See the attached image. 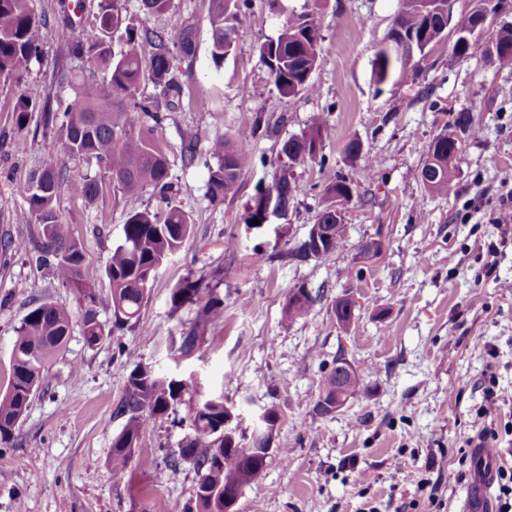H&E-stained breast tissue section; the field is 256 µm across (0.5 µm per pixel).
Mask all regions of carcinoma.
<instances>
[{
	"label": "carcinoma",
	"instance_id": "carcinoma-1",
	"mask_svg": "<svg viewBox=\"0 0 512 512\" xmlns=\"http://www.w3.org/2000/svg\"><path fill=\"white\" fill-rule=\"evenodd\" d=\"M418 0H399L393 27L386 40L394 46L381 48L371 62L376 85L403 84L414 80L419 59L432 44L454 31L474 26L475 13L462 12L448 19V11L433 8L424 13ZM251 0H209L208 19L211 27L210 54L218 63L231 51L233 28L230 19L250 9ZM142 11L150 17L166 13L171 0H141ZM120 35L124 49L112 50V40ZM321 40L316 12L289 17L280 25L276 39L262 44L259 55L266 65L278 93L292 98L311 89L310 78L318 64ZM93 68L96 78L82 83L72 101L59 100L56 109L44 113V123L57 128L61 151L75 158H91L110 173L113 182L127 196H138L151 188L163 206L155 211L143 210L129 216L124 224L123 240L112 251L106 263L105 276L110 288L100 293L93 280L84 276V253L72 236L70 225L59 219L55 209L58 191L64 182L62 172L52 166L44 168L37 179L23 186L28 213L36 218L44 241L36 262L50 265L59 279L73 289L78 299L87 303L83 316V336L90 346L98 344L108 326L97 319L95 306L112 311L115 325L137 324L146 302L157 268L170 255L183 248L190 237L189 214L169 201L168 158L164 143L156 135L160 122L159 104L137 97L142 82L149 79L162 86L163 95L181 98L185 82L173 67L174 55L193 61L197 52V27L190 20L167 29L138 31L131 25L123 0H97L95 27L86 42L77 47ZM41 55V23L35 16L31 0H0V78L20 84L32 60ZM41 90L28 86L17 96L13 112L18 128L28 125ZM324 123L317 116L299 136H292L281 147L288 161L314 159L322 149ZM253 128L240 130L232 139L216 136L210 152L216 164L209 168L211 198L218 200L233 188L252 162L250 140ZM455 145V138L444 133L428 147V157L445 160V153ZM424 165L419 178L434 192L448 193L451 176L448 168L434 167L427 177ZM73 195L92 199L99 194L96 181L74 178L69 182ZM276 191L283 211L301 192L288 169L270 188L256 191L247 207L246 222L262 220L261 199ZM332 205L320 211L315 223L330 232L323 243L325 255L343 249L347 243V224L336 223ZM301 299L284 308L289 321L310 311L318 296L298 289ZM200 293L196 283L185 281L172 291V303L179 304ZM202 312L215 319L224 312V301L210 292L204 299ZM74 312L66 304L43 302L32 307L16 329L11 356L10 379L0 392V440L5 442L27 413L33 396L43 389L47 365L67 342ZM344 385L352 397L363 390L358 375L339 380V367L325 376L316 402L322 413L336 387ZM193 391L196 402L191 407L190 434L182 442L179 456L192 464L198 475L195 494L196 512H224V498L239 499L245 487L260 483L266 474L270 454V436L261 430L250 436H226L219 425L224 422L225 403L221 396L209 394L202 387L188 386L165 375L148 372L138 364L130 372L126 394L118 412L126 417L121 432L112 440V470L124 473L134 454L128 441L140 439L157 420L168 414L187 391Z\"/></svg>",
	"mask_w": 512,
	"mask_h": 512
}]
</instances>
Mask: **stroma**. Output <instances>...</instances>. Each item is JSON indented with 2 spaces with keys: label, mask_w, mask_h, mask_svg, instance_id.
<instances>
[{
  "label": "stroma",
  "mask_w": 512,
  "mask_h": 512,
  "mask_svg": "<svg viewBox=\"0 0 512 512\" xmlns=\"http://www.w3.org/2000/svg\"><path fill=\"white\" fill-rule=\"evenodd\" d=\"M69 0H32L42 24L43 51L23 83L0 81V236L26 242L21 253L0 254V391L8 384L15 330L29 309L49 300L75 305L72 288L49 266L32 261L40 227L28 213L22 186L45 165L97 179L98 196L85 200L60 189L62 222L81 244L85 275L108 289L105 264L123 238L129 213L159 207L158 195L127 197L95 162L69 158L36 107L25 129L12 112L22 85L50 99H73L91 77L73 55L85 40L96 0L72 41L58 35ZM135 24L166 28L197 24L198 49L189 82L203 106L174 101L157 128L169 158L171 200L192 217L185 246L160 266L138 325L113 329L88 346L81 320L50 361L49 390L36 396L13 438L0 442V512H193L198 477L181 463L165 480L157 475L165 453L188 432L189 403L178 420L161 419L142 436L122 475L112 470V440L125 419L116 407L135 365L184 379L197 378L243 414L278 411L271 457L262 482L244 489L237 512H459L466 482L456 477L469 439L496 428L498 464L512 466V240L501 243L492 223L512 176V63H489L487 45L497 27L481 34L473 56L451 53L450 41L428 48L414 81L375 86L371 62L391 27L398 0H253L240 17L233 49L221 63L210 55L208 0H172L169 13L144 17L139 0H126ZM316 10L322 39L312 90L282 99L258 49L276 38L291 14ZM72 79L59 83L54 66ZM323 116V161L301 162L290 174L304 191L287 214L264 224L244 222L257 188L280 174L284 140ZM256 125L255 161L232 191L212 201L208 187L213 136L234 137ZM452 134L461 152L452 166L450 193L427 190L413 173L431 141ZM197 138L187 161L182 143ZM26 150L15 147L17 138ZM372 160L361 179L347 158L349 141ZM345 175L359 182L348 204L345 249L297 261L302 242L326 203L325 187ZM236 247L226 251V240ZM379 242L377 256L361 247ZM198 282L224 299L221 319L201 322L198 300L173 305L172 289ZM321 293L307 316L285 321L282 312L298 288ZM357 305L348 328L336 322L337 297ZM196 332L197 344L181 342ZM358 371L365 390L337 412L315 410L321 381L336 358ZM496 385L507 400L494 419L478 417L484 391Z\"/></svg>",
  "instance_id": "1"
}]
</instances>
